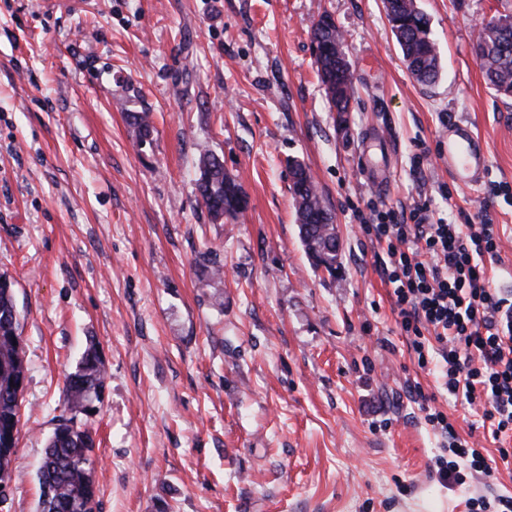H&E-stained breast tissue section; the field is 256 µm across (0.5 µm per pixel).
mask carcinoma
Returning a JSON list of instances; mask_svg holds the SVG:
<instances>
[{
    "label": "carcinoma",
    "instance_id": "carcinoma-1",
    "mask_svg": "<svg viewBox=\"0 0 512 512\" xmlns=\"http://www.w3.org/2000/svg\"><path fill=\"white\" fill-rule=\"evenodd\" d=\"M391 30L401 47L411 76L420 84L431 85L439 76V58L430 37L428 21L417 0H389L385 6ZM491 28L474 45L477 61L487 84L496 92L512 90V21ZM312 42L315 64L322 84L337 73L353 84L349 64L340 56L341 35L327 14L313 24ZM292 174V195L299 235L312 265L332 275L338 253L318 249L325 236L336 235L333 224L302 223L313 214L331 213L318 192L309 169L300 161H288ZM199 200L213 219L234 216L246 205L236 179L224 170V162L211 150H200L198 178ZM27 367L24 340L14 298V281L0 275V504L7 502L12 488L13 461L16 454L22 393ZM105 380V365L95 342H90L64 391V413L48 438L38 470L40 495L36 512H95V440L88 420L94 409L89 403L100 400Z\"/></svg>",
    "mask_w": 512,
    "mask_h": 512
}]
</instances>
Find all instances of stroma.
Here are the masks:
<instances>
[{"label": "stroma", "instance_id": "1", "mask_svg": "<svg viewBox=\"0 0 512 512\" xmlns=\"http://www.w3.org/2000/svg\"><path fill=\"white\" fill-rule=\"evenodd\" d=\"M440 56L408 73L383 0H0V274L15 281L28 365L9 512H36L37 470L67 375L96 342L106 376L96 512H467L512 494V464L410 353L381 260L354 219L427 205L496 223L494 287L512 290V97L487 85L477 30L512 0H419ZM330 13L355 97L330 111L312 27ZM150 113L140 144L130 116ZM488 143L476 188L439 158L449 123ZM209 148L245 210L197 198ZM341 239L335 275L302 246L289 160ZM389 170L379 191L365 172ZM222 277H212L208 251ZM419 386L484 455L446 486Z\"/></svg>", "mask_w": 512, "mask_h": 512}]
</instances>
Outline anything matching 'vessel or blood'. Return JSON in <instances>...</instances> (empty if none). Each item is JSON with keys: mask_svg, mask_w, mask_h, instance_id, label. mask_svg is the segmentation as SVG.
Wrapping results in <instances>:
<instances>
[{"mask_svg": "<svg viewBox=\"0 0 512 512\" xmlns=\"http://www.w3.org/2000/svg\"><path fill=\"white\" fill-rule=\"evenodd\" d=\"M445 157L449 176L465 186L479 184L489 166L485 141L464 121L449 124Z\"/></svg>", "mask_w": 512, "mask_h": 512, "instance_id": "vessel-or-blood-1", "label": "vessel or blood"}]
</instances>
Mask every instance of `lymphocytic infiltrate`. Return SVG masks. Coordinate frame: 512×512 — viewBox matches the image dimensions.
Masks as SVG:
<instances>
[{
	"instance_id": "1",
	"label": "lymphocytic infiltrate",
	"mask_w": 512,
	"mask_h": 512,
	"mask_svg": "<svg viewBox=\"0 0 512 512\" xmlns=\"http://www.w3.org/2000/svg\"><path fill=\"white\" fill-rule=\"evenodd\" d=\"M356 219L386 260L382 275L420 367L441 362L443 387L480 414L493 439L512 434V291L492 287L485 262L499 253L495 225L431 222L429 210H371ZM443 439L439 479L464 484L488 470L442 411L425 415Z\"/></svg>"
}]
</instances>
